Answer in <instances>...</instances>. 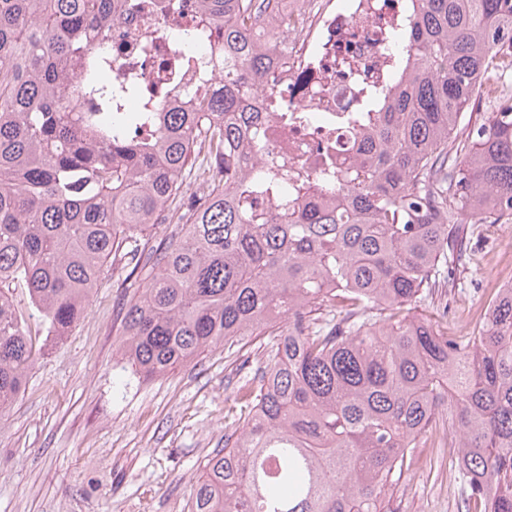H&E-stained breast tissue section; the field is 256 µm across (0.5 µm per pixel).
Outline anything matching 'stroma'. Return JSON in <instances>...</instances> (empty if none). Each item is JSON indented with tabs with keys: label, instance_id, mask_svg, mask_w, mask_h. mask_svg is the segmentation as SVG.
<instances>
[{
	"label": "stroma",
	"instance_id": "1",
	"mask_svg": "<svg viewBox=\"0 0 512 512\" xmlns=\"http://www.w3.org/2000/svg\"><path fill=\"white\" fill-rule=\"evenodd\" d=\"M512 241L473 224L457 285L416 316L461 333L481 313ZM120 270L105 269L87 316L51 344L0 415V512H189L209 456L224 447L243 378L217 347L145 381L120 354ZM393 512H464L457 462L424 448Z\"/></svg>",
	"mask_w": 512,
	"mask_h": 512
}]
</instances>
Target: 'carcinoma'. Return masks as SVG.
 I'll use <instances>...</instances> for the list:
<instances>
[{
    "mask_svg": "<svg viewBox=\"0 0 512 512\" xmlns=\"http://www.w3.org/2000/svg\"><path fill=\"white\" fill-rule=\"evenodd\" d=\"M250 2L202 0L195 23L224 28V83L158 112L137 74L99 78L117 0H0V414L43 353L14 294L62 338L118 261L139 283L122 356L143 378L268 338L193 512H393L436 432L466 512H512V286L461 335L411 315L455 287L465 224L512 219V96L468 113L512 67V0H416L390 34L391 83L361 88L362 147L311 184L248 167L275 54L250 39ZM195 183L206 201L176 216ZM258 192L276 218L251 207Z\"/></svg>",
    "mask_w": 512,
    "mask_h": 512,
    "instance_id": "obj_1",
    "label": "carcinoma"
}]
</instances>
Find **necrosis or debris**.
I'll return each instance as SVG.
<instances>
[{"label":"necrosis or debris","instance_id":"1","mask_svg":"<svg viewBox=\"0 0 512 512\" xmlns=\"http://www.w3.org/2000/svg\"><path fill=\"white\" fill-rule=\"evenodd\" d=\"M123 2L104 36L114 72L136 69L164 112L207 97L223 76V30L211 28L203 68L183 65L172 44L180 33L176 19L198 15L200 0ZM254 7V41L268 40L275 19L293 22L280 40L282 58L251 101L265 116L261 157L289 177L315 178L327 163L347 162L359 146V89L386 83L395 71L388 34L407 21L403 0H256Z\"/></svg>","mask_w":512,"mask_h":512}]
</instances>
